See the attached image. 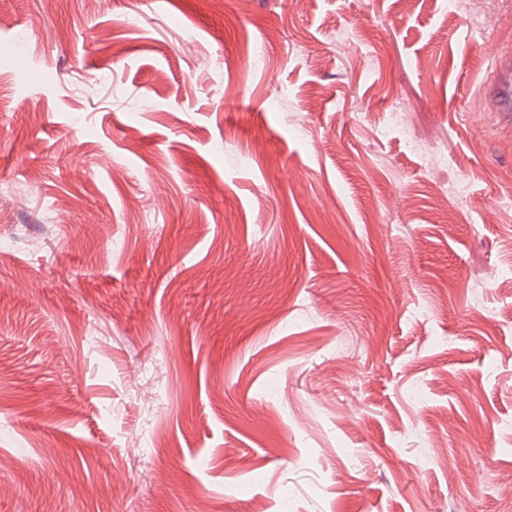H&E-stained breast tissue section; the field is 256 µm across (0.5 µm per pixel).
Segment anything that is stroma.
Wrapping results in <instances>:
<instances>
[{
  "label": "stroma",
  "mask_w": 512,
  "mask_h": 512,
  "mask_svg": "<svg viewBox=\"0 0 512 512\" xmlns=\"http://www.w3.org/2000/svg\"><path fill=\"white\" fill-rule=\"evenodd\" d=\"M506 55L512 0H0V512H504ZM494 107L496 112L511 116L512 114V58H504L499 66V76L494 90Z\"/></svg>",
  "instance_id": "obj_1"
}]
</instances>
